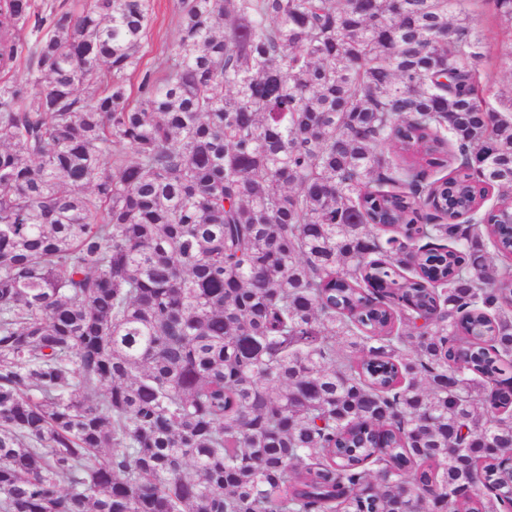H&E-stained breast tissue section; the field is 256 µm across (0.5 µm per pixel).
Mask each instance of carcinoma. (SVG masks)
Listing matches in <instances>:
<instances>
[{
    "label": "carcinoma",
    "instance_id": "carcinoma-1",
    "mask_svg": "<svg viewBox=\"0 0 512 512\" xmlns=\"http://www.w3.org/2000/svg\"><path fill=\"white\" fill-rule=\"evenodd\" d=\"M178 6L0 0V512H512V0ZM178 0H152V22L143 42V69L156 67L176 47L180 16Z\"/></svg>",
    "mask_w": 512,
    "mask_h": 512
}]
</instances>
